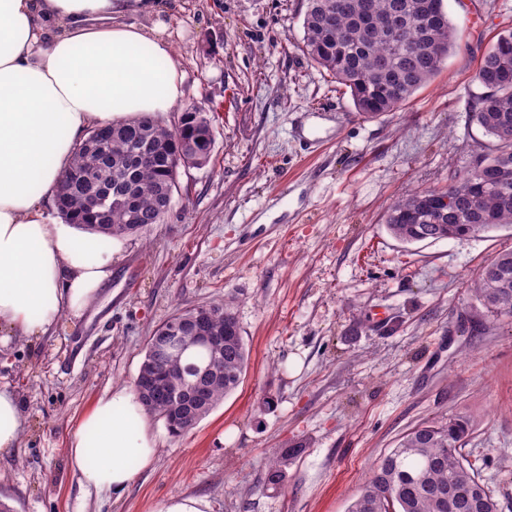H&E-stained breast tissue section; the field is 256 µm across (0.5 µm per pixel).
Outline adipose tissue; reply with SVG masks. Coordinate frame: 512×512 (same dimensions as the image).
<instances>
[{
    "instance_id": "ef3b65f1",
    "label": "adipose tissue",
    "mask_w": 512,
    "mask_h": 512,
    "mask_svg": "<svg viewBox=\"0 0 512 512\" xmlns=\"http://www.w3.org/2000/svg\"><path fill=\"white\" fill-rule=\"evenodd\" d=\"M155 0H0V337H39L76 315L112 273L115 239L51 221L74 148L93 127L169 112L182 96L159 28L124 23ZM22 412L0 388V458L13 455ZM157 453L129 387L100 397L69 442L83 487L121 495Z\"/></svg>"
}]
</instances>
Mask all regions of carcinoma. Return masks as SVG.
I'll list each match as a JSON object with an SVG mask.
<instances>
[{
	"instance_id": "carcinoma-1",
	"label": "carcinoma",
	"mask_w": 512,
	"mask_h": 512,
	"mask_svg": "<svg viewBox=\"0 0 512 512\" xmlns=\"http://www.w3.org/2000/svg\"><path fill=\"white\" fill-rule=\"evenodd\" d=\"M404 28L396 45L392 21ZM300 49L350 92L354 109L377 118L407 105L441 69L452 50L461 48V31L448 19L442 0H306ZM475 79L485 92L475 98L471 122L490 142L465 174L448 177V186L414 191L393 203L385 214L390 234L405 244L436 239H465L512 224V32L498 36L482 57ZM108 139L91 130L77 146L56 194L62 218L103 235H139L160 224L178 186L181 161L206 165L216 135L209 113L192 105L177 116L174 127L146 115L113 122ZM110 192L112 203L89 211L85 199ZM450 204H445L444 199ZM493 315L512 316V249L498 251L479 270L472 288ZM179 316L206 315L224 333L222 367L203 381L207 403L189 405V423L169 430L179 437L239 384L248 352L235 314L227 305L210 304L176 311ZM162 322L149 337L139 372L149 381L138 393L147 413L168 420L172 406L184 403L180 368L205 367L211 352L203 347L153 349ZM468 422L450 419L422 424L383 455L352 501L349 512H499L494 493L485 486L476 464L462 451ZM300 446L285 449L266 464L265 482L285 481L288 462Z\"/></svg>"
}]
</instances>
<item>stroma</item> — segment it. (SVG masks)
Wrapping results in <instances>:
<instances>
[{
    "instance_id": "stroma-1",
    "label": "stroma",
    "mask_w": 512,
    "mask_h": 512,
    "mask_svg": "<svg viewBox=\"0 0 512 512\" xmlns=\"http://www.w3.org/2000/svg\"><path fill=\"white\" fill-rule=\"evenodd\" d=\"M466 46L403 109L364 119L300 45L303 0H159L124 20L166 27L181 106L213 113L209 164L183 169L163 223L126 237L80 317L0 346L21 398L0 503L14 512H348L376 461L415 426L465 418L500 512H512V317L479 315L471 282L512 228L406 245L383 215L465 172L488 137L469 120L480 60L512 30V0H443ZM229 302L249 352L239 386L182 436L151 419L153 464L122 497L87 491L73 432L112 387L133 385L173 312ZM273 399L265 409L264 399ZM304 451L281 487L267 461ZM209 503L196 498H172L166 501L159 512H209Z\"/></svg>"
}]
</instances>
